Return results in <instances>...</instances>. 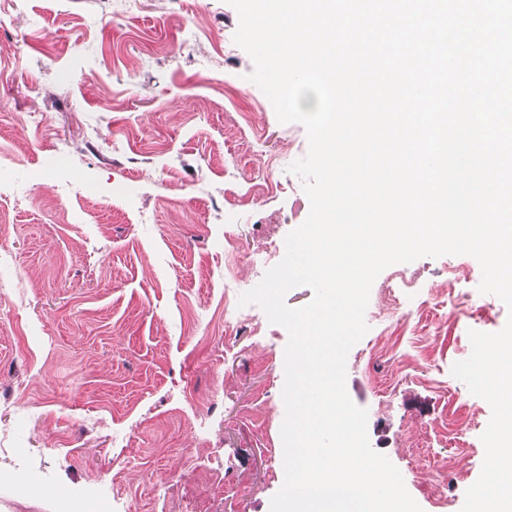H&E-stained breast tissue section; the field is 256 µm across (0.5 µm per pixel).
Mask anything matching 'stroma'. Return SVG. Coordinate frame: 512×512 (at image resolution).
Instances as JSON below:
<instances>
[{"instance_id": "obj_1", "label": "stroma", "mask_w": 512, "mask_h": 512, "mask_svg": "<svg viewBox=\"0 0 512 512\" xmlns=\"http://www.w3.org/2000/svg\"><path fill=\"white\" fill-rule=\"evenodd\" d=\"M226 0H0V512H270L286 329L240 305L310 203L304 126ZM469 255L374 281L346 389L422 512H460L491 407L451 368L508 312Z\"/></svg>"}]
</instances>
